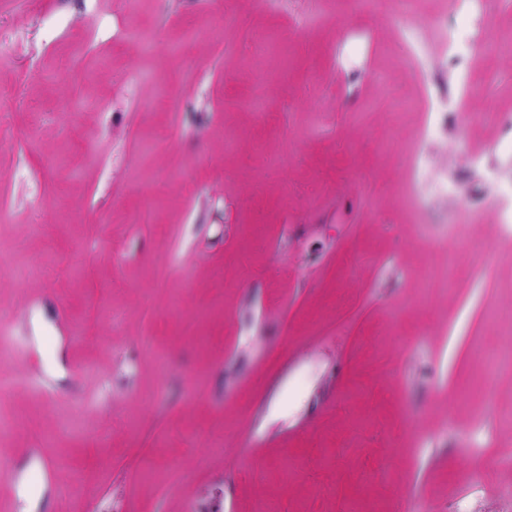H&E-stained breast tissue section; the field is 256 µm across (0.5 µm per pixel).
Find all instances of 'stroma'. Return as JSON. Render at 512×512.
I'll return each mask as SVG.
<instances>
[{"label": "stroma", "mask_w": 512, "mask_h": 512, "mask_svg": "<svg viewBox=\"0 0 512 512\" xmlns=\"http://www.w3.org/2000/svg\"><path fill=\"white\" fill-rule=\"evenodd\" d=\"M447 9L412 17L436 61ZM390 14L0 0V325L57 391L0 398L1 460L57 458L74 512H512V470L458 479L512 449V363L492 402L471 381L474 348L512 352L488 326L512 308V155L459 110L426 139ZM303 19L288 55L266 47ZM465 72L472 108L512 113V49ZM437 180L448 196L418 204ZM464 237L494 246L490 273L459 263ZM433 269L447 284L416 302Z\"/></svg>", "instance_id": "35a3bbf8"}]
</instances>
